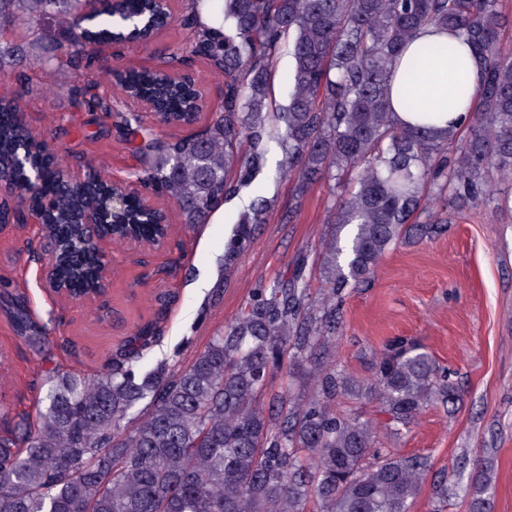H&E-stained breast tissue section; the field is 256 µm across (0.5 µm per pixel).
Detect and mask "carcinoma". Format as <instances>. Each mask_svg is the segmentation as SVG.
Returning a JSON list of instances; mask_svg holds the SVG:
<instances>
[{
  "instance_id": "1",
  "label": "carcinoma",
  "mask_w": 512,
  "mask_h": 512,
  "mask_svg": "<svg viewBox=\"0 0 512 512\" xmlns=\"http://www.w3.org/2000/svg\"><path fill=\"white\" fill-rule=\"evenodd\" d=\"M82 0H0V67L19 51L22 27L55 19L69 34L70 59L87 42L118 31L104 8L75 33ZM127 29L169 16L139 14L131 0ZM426 26L456 30L473 48L482 82L479 106L465 131L441 134L433 116L413 125L392 118L389 90L396 56ZM499 0H224V36L194 33L224 74V106L205 131L150 162L142 181L168 194L184 223L200 224L248 185L265 144L277 140L280 174L297 195L312 184L351 187L330 211L345 242L326 244L319 272L305 257L291 275L261 286L224 332L180 368L136 370L148 339L101 374L63 372L37 400L36 422L20 416L0 436V512H409L431 469L424 456L369 461L373 432L336 410L350 377L325 364L307 396L272 392L268 379L294 378L334 338L343 293L374 274L383 256L413 237L442 232L448 206L480 202L507 208L489 181L512 177V40L502 33ZM292 37L288 103L269 102L281 41ZM127 88L166 101L169 123L182 120V99L159 75L134 71ZM102 82L74 89L91 110L112 111ZM18 92L0 95V173L24 178L38 157L23 155L12 116ZM56 199L57 228L99 199L76 187L45 186ZM271 201L257 196L240 212L224 247V271L250 247ZM100 259L85 254L61 274L82 281ZM393 433L409 427L428 403L456 399L450 373L425 347L393 340L365 384ZM146 403V412L136 408ZM491 479L478 470L469 512H488Z\"/></svg>"
}]
</instances>
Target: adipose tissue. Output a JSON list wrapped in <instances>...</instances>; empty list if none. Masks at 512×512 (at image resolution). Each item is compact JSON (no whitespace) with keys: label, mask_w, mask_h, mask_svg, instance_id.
Returning <instances> with one entry per match:
<instances>
[{"label":"adipose tissue","mask_w":512,"mask_h":512,"mask_svg":"<svg viewBox=\"0 0 512 512\" xmlns=\"http://www.w3.org/2000/svg\"><path fill=\"white\" fill-rule=\"evenodd\" d=\"M441 44L448 45V54L425 55V48ZM418 56L423 59L421 66L411 69V62ZM406 94L413 96L423 111L436 114L438 128L465 126L480 98V84L466 42L445 31L422 29L397 57L390 89L396 119L412 123L415 114L402 105Z\"/></svg>","instance_id":"1"}]
</instances>
